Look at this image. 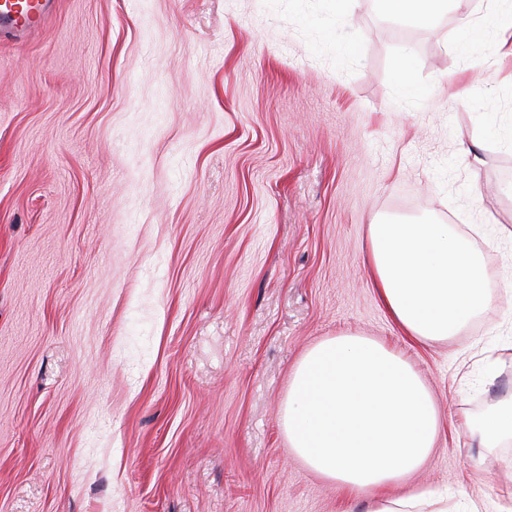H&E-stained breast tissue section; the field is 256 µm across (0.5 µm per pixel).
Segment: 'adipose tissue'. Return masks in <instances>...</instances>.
<instances>
[{"label":"adipose tissue","mask_w":512,"mask_h":512,"mask_svg":"<svg viewBox=\"0 0 512 512\" xmlns=\"http://www.w3.org/2000/svg\"><path fill=\"white\" fill-rule=\"evenodd\" d=\"M369 264L400 331L424 343L460 333L486 305L479 252L444 224H373ZM281 425L290 448L346 493L401 482L441 430L417 373L383 344L354 333L327 338L295 368Z\"/></svg>","instance_id":"ef3b65f1"}]
</instances>
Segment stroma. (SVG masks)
Here are the masks:
<instances>
[{
    "mask_svg": "<svg viewBox=\"0 0 512 512\" xmlns=\"http://www.w3.org/2000/svg\"><path fill=\"white\" fill-rule=\"evenodd\" d=\"M488 0H54L0 41V512H364L280 423L325 338L401 354L442 423L388 497L512 512V57ZM486 26L469 51L464 16ZM499 82L477 80L474 58ZM407 70L413 90L398 82ZM373 224H444L485 309L418 343ZM383 8L395 15L410 17L428 25L448 10L453 0H381ZM479 436L487 448L496 446L504 438H512V397L501 402L483 419Z\"/></svg>",
    "mask_w": 512,
    "mask_h": 512,
    "instance_id": "obj_1",
    "label": "stroma"
}]
</instances>
